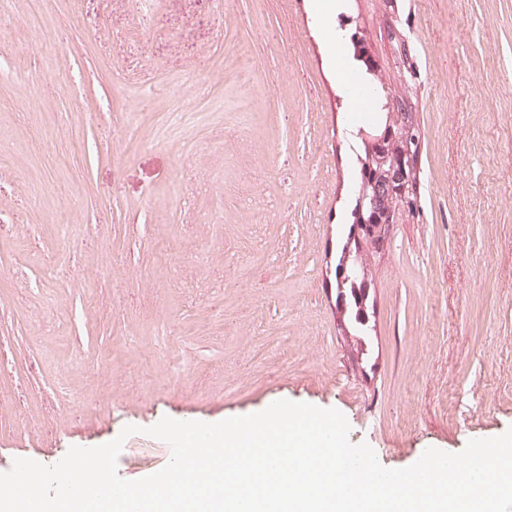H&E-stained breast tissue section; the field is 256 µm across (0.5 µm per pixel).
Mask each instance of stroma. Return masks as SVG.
<instances>
[{"mask_svg":"<svg viewBox=\"0 0 512 512\" xmlns=\"http://www.w3.org/2000/svg\"><path fill=\"white\" fill-rule=\"evenodd\" d=\"M341 10L45 0L39 37L0 29V472L131 424L137 480L171 459L143 433L163 417L281 399L339 410L390 469L512 427V0ZM349 19L358 84L424 135L417 207L366 258V354L330 269L386 114L349 109Z\"/></svg>","mask_w":512,"mask_h":512,"instance_id":"1","label":"stroma"}]
</instances>
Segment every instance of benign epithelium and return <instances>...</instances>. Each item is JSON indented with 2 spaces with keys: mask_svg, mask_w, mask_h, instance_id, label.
Returning <instances> with one entry per match:
<instances>
[{
  "mask_svg": "<svg viewBox=\"0 0 512 512\" xmlns=\"http://www.w3.org/2000/svg\"><path fill=\"white\" fill-rule=\"evenodd\" d=\"M359 135L375 149L378 168L368 166L358 176L355 200L362 223L353 227L352 237L366 235L367 246L381 249L388 240L392 225L400 224L414 206L415 188L409 187L417 176V165L423 150V136L409 112H391L384 131L369 136ZM338 285L359 280L369 284L364 265L349 262L348 256L335 265Z\"/></svg>",
  "mask_w": 512,
  "mask_h": 512,
  "instance_id": "obj_1",
  "label": "benign epithelium"
}]
</instances>
